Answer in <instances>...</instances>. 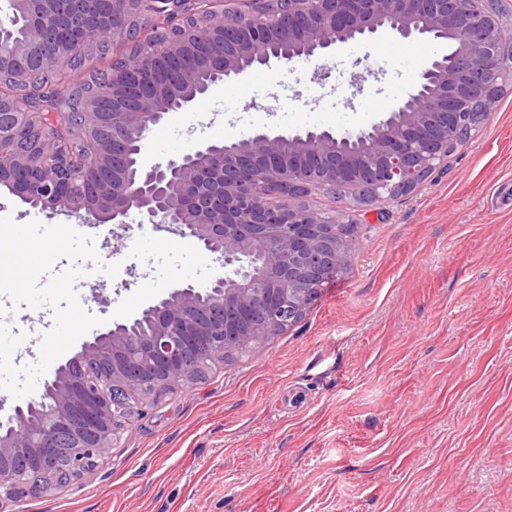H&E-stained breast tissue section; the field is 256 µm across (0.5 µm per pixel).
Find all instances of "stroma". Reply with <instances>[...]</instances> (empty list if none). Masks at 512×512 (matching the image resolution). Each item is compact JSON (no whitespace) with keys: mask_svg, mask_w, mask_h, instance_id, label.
Returning <instances> with one entry per match:
<instances>
[{"mask_svg":"<svg viewBox=\"0 0 512 512\" xmlns=\"http://www.w3.org/2000/svg\"><path fill=\"white\" fill-rule=\"evenodd\" d=\"M380 33L309 65L262 66L166 114L147 164L263 131L343 134L412 92L430 57ZM70 224L121 277L75 283L81 305L125 321L221 273L191 238L92 226L0 189V217ZM15 365L36 363L50 306L0 296ZM20 512H512V86L415 191L362 218L352 262L300 322L134 414L109 457Z\"/></svg>","mask_w":512,"mask_h":512,"instance_id":"1","label":"stroma"}]
</instances>
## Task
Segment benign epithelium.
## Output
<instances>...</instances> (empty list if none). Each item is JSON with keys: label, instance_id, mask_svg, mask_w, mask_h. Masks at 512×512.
Instances as JSON below:
<instances>
[{"label": "benign epithelium", "instance_id": "7a95c632", "mask_svg": "<svg viewBox=\"0 0 512 512\" xmlns=\"http://www.w3.org/2000/svg\"><path fill=\"white\" fill-rule=\"evenodd\" d=\"M248 2L249 11L240 13L206 12L204 0H125V12L118 16L103 0H77L92 42L101 33L124 29L129 14L140 15L148 29L164 35L143 46L148 66L194 51L198 31H207L224 49L213 68L217 85L239 79L241 61L285 25L288 40L308 53L270 55L261 64L303 60L316 64L319 74L326 50L377 33L435 36L453 42L455 50L435 57L421 71L415 91L367 128L340 136L326 130L260 132L220 146L203 144L165 166L141 159L130 173L117 163L123 138L107 141L101 129L135 131L144 142L166 115L163 102L171 99L185 110L191 96L174 98L166 88L144 83L141 74L119 68L112 71V111L65 112L62 123L45 124L29 57L40 47L43 61L50 63L65 51L44 46L45 30L57 17L55 0H19L43 14L44 24L30 42L0 55V74L33 94L27 103L0 97V137L20 124L50 144L61 135L70 138L80 151L65 159L51 150L27 152L7 181L11 193L55 214L60 181L88 178L111 166L120 177L102 185L94 199L73 197L64 212L85 213L96 224L123 225L136 210L149 223L194 239L216 256L224 274L204 288H176L144 309L149 332L143 341L126 323H113L77 357L55 366L38 397L15 406L0 422V507L53 491L54 463L63 456L75 475H84L108 456L119 430L156 394L192 384L242 345L288 329L316 303L317 283L350 266L354 244L347 225L355 220L348 212L338 218L305 205H285L281 219L270 224L271 200L301 199L314 190L334 195L345 188L355 191L353 206L361 208L408 193L479 129L475 106L490 110L497 89L512 80L496 37L502 0ZM118 383L128 395L124 411L113 400Z\"/></svg>", "mask_w": 512, "mask_h": 512}]
</instances>
